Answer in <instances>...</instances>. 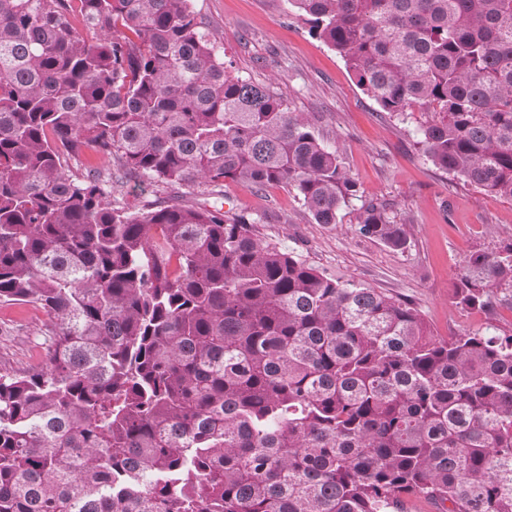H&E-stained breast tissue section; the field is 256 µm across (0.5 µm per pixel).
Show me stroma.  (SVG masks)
<instances>
[{
  "mask_svg": "<svg viewBox=\"0 0 512 512\" xmlns=\"http://www.w3.org/2000/svg\"><path fill=\"white\" fill-rule=\"evenodd\" d=\"M192 7L235 75L270 87L290 111L312 117L358 193L333 224L315 223L288 187L251 190L230 180L219 193L206 184L188 189L135 181L124 189L127 206L178 201L245 211L259 217L266 241L327 276L409 299L434 335L445 338L490 323L511 334L512 308L466 311L455 303L454 284L466 256L512 238V200L486 195L436 166L418 142L427 113L383 111L287 0H192ZM372 200L388 203L405 224L404 249L358 234V215ZM45 320L33 306L0 303V368L45 364Z\"/></svg>",
  "mask_w": 512,
  "mask_h": 512,
  "instance_id": "obj_1",
  "label": "stroma"
}]
</instances>
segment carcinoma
I'll use <instances>...</instances> for the list:
<instances>
[{
    "instance_id": "carcinoma-1",
    "label": "carcinoma",
    "mask_w": 512,
    "mask_h": 512,
    "mask_svg": "<svg viewBox=\"0 0 512 512\" xmlns=\"http://www.w3.org/2000/svg\"><path fill=\"white\" fill-rule=\"evenodd\" d=\"M433 163L512 199V0H287ZM78 15L82 27L72 16ZM114 160L74 178L67 160ZM137 175L357 193L313 122L242 79L191 0H0V302L42 310L0 369V512H512V334L446 339L217 207L126 208ZM357 232L401 250L377 202ZM456 304L512 305V241ZM44 313L27 304L0 303V368H38L47 360Z\"/></svg>"
}]
</instances>
